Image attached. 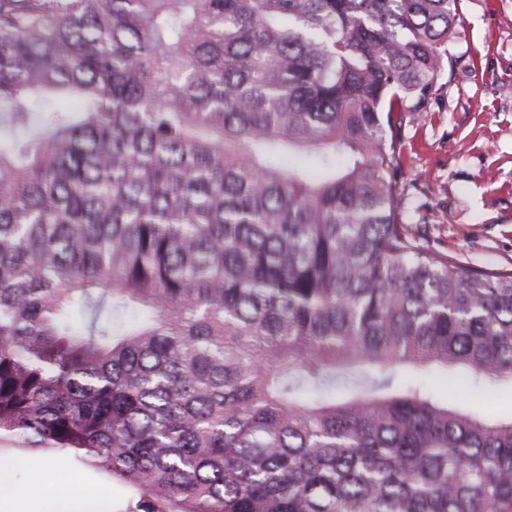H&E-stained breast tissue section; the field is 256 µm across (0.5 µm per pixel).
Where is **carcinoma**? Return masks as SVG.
<instances>
[{"instance_id":"cac0c4a2","label":"carcinoma","mask_w":512,"mask_h":512,"mask_svg":"<svg viewBox=\"0 0 512 512\" xmlns=\"http://www.w3.org/2000/svg\"><path fill=\"white\" fill-rule=\"evenodd\" d=\"M462 0H0V441L126 512H512V271L393 184ZM73 99L76 105L61 102ZM437 387L445 397H448L449 405L466 404L475 406L474 396L469 387L463 381H457L455 384L448 387L445 380L437 382ZM479 409L494 419H507L512 411V394L508 388H503L496 394L485 398Z\"/></svg>"}]
</instances>
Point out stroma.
Returning <instances> with one entry per match:
<instances>
[{
	"label": "stroma",
	"mask_w": 512,
	"mask_h": 512,
	"mask_svg": "<svg viewBox=\"0 0 512 512\" xmlns=\"http://www.w3.org/2000/svg\"><path fill=\"white\" fill-rule=\"evenodd\" d=\"M463 26L453 52L459 64L428 111L405 127L396 173L405 221L433 252L465 270L512 269V0H463ZM437 387L449 404H479L495 419L512 417V390L475 402L464 382ZM0 470L21 492L22 512L38 498L33 488L120 503L116 481L63 460L59 471L38 473L9 444L0 445Z\"/></svg>",
	"instance_id": "obj_1"
}]
</instances>
